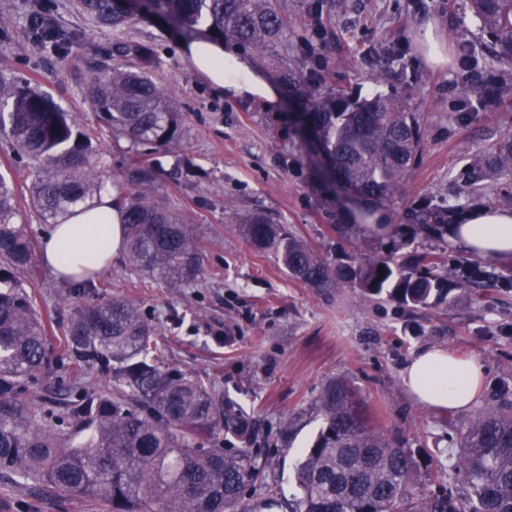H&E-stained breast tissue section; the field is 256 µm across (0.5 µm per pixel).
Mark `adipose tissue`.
<instances>
[{"instance_id": "1", "label": "adipose tissue", "mask_w": 512, "mask_h": 512, "mask_svg": "<svg viewBox=\"0 0 512 512\" xmlns=\"http://www.w3.org/2000/svg\"><path fill=\"white\" fill-rule=\"evenodd\" d=\"M194 69L220 94H251L273 102L276 91L258 79L249 64L222 42L199 39L190 43ZM105 190L99 204L78 206L63 223L42 238L41 258L65 280L78 281L87 272L106 268L122 252L123 214ZM448 241L486 258H512V212L478 209L463 214L447 228ZM410 397L435 409L467 410L475 404L484 372L474 358L458 359L440 347H425L402 370Z\"/></svg>"}]
</instances>
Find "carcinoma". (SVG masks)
Masks as SVG:
<instances>
[{"instance_id":"obj_1","label":"carcinoma","mask_w":512,"mask_h":512,"mask_svg":"<svg viewBox=\"0 0 512 512\" xmlns=\"http://www.w3.org/2000/svg\"><path fill=\"white\" fill-rule=\"evenodd\" d=\"M279 0H154L156 13L189 34L207 25L210 38L231 40L263 58L288 53V15ZM492 56L512 62V0H470ZM73 7L103 27L119 28L133 16V0H73ZM42 47L65 43L46 24L28 23ZM123 61L89 68L87 109L102 131L128 139L133 156L118 174L99 148L64 111L27 78L0 72V140L24 163L28 206L57 224L79 204L92 203L108 185L124 211L133 269L186 288L204 275L197 229L170 202L139 189L157 183L164 151L182 137L175 99L149 76L152 49L120 42ZM294 66L276 67L279 81L302 89L300 117L321 153L353 190L377 203L402 194L420 148L416 113L405 99L330 95L315 80V49L295 50ZM478 164L512 174V132ZM13 182L0 174V470L60 495L96 499L103 512H237L259 473L254 422L223 392L177 368L163 366L155 327L137 304L114 295L77 308L62 331L69 379L58 433L18 398L43 369L47 336L22 280L35 265ZM243 232L260 253H271L288 275L313 288L354 284L366 297L386 295L403 306H427L448 294V267L426 254L403 266L395 253L353 248L331 264L279 224L255 216ZM384 270L379 276L378 270ZM97 366L118 389L108 397L87 389ZM322 425L295 464L298 496L289 512H403L414 495L418 470L397 443L374 431L356 391L327 384L313 407ZM453 470L465 494L433 496L429 512H512V400L480 409L456 445Z\"/></svg>"}]
</instances>
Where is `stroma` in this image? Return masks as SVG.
<instances>
[{"label": "stroma", "mask_w": 512, "mask_h": 512, "mask_svg": "<svg viewBox=\"0 0 512 512\" xmlns=\"http://www.w3.org/2000/svg\"><path fill=\"white\" fill-rule=\"evenodd\" d=\"M295 18L289 38L312 40L323 90L406 98L421 127L416 165L396 204L383 207L395 232L367 234L355 217L363 200L326 184L317 161L303 146L296 105L287 88L276 103L218 94L194 70L183 46L186 34L165 19L136 14L123 27L98 26L71 0H0L13 23L0 33V69L25 76L77 112L85 129L96 122L86 110L84 76L98 62H114L117 42L148 44L155 81L176 98L183 137L176 155L187 168L161 178L153 193L178 207L198 228L205 279L183 288L133 270L126 257L100 272L95 288L60 280L45 263L28 275L27 289L48 329L50 364L64 361L61 331L84 300L119 294L137 303L164 343V364L192 373L229 393L251 412L257 436L252 451L260 474L248 486L245 512H288L296 491L293 464L319 427L311 405L324 386H354L376 430L404 444L418 465L420 485L407 512H425L439 490L459 492L449 475L452 442L473 410L426 408L406 392L401 371L425 346L478 359L484 368L480 405L501 390L512 391V260L486 259L424 232L417 220L426 208L451 223L448 205L462 211H512V179L474 169V160L512 128V64L492 58L469 0H325L320 17L300 0H281ZM42 11L71 37L67 51L36 48L26 33L33 11ZM433 26L443 63L427 57L423 39ZM310 39V38H309ZM403 50L387 74L379 56L388 46ZM492 95L467 96L460 58ZM261 215L283 225L327 261L344 260L353 245L396 252L412 263L439 255L448 266L446 302L407 308L389 299L364 297L351 285L314 288L291 279L273 255L257 252L242 226ZM485 270L478 287L460 291L461 268ZM0 512H101L98 502L61 497L0 474Z\"/></svg>", "instance_id": "obj_1"}]
</instances>
